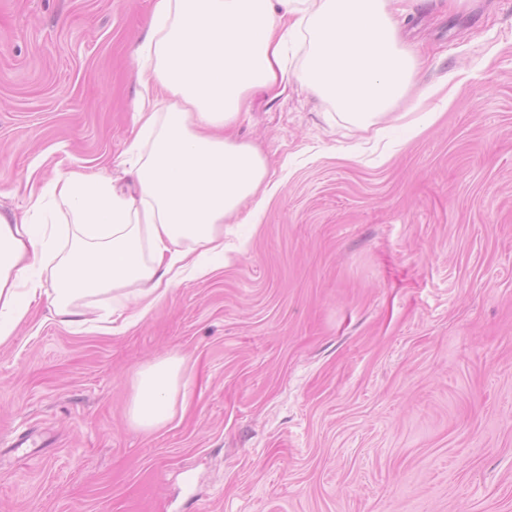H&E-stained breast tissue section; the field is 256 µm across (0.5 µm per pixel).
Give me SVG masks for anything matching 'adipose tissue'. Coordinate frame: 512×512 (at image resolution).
<instances>
[{
  "mask_svg": "<svg viewBox=\"0 0 512 512\" xmlns=\"http://www.w3.org/2000/svg\"><path fill=\"white\" fill-rule=\"evenodd\" d=\"M397 12L396 0H153L135 51L137 145L120 173L68 174L31 188L22 217L0 215V342L46 295L60 316H85L89 299L108 295L113 313L141 318L186 279L223 268L225 224L259 212L276 189L263 154L230 134L254 91L277 98L298 83L332 104L326 121L360 132L428 127L423 102L436 90L418 88ZM156 90L172 97L166 111ZM51 203L75 226L59 252L33 221ZM182 367L166 356L135 371L133 427L175 418Z\"/></svg>",
  "mask_w": 512,
  "mask_h": 512,
  "instance_id": "adipose-tissue-1",
  "label": "adipose tissue"
}]
</instances>
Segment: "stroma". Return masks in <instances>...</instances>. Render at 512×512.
<instances>
[{
    "label": "stroma",
    "mask_w": 512,
    "mask_h": 512,
    "mask_svg": "<svg viewBox=\"0 0 512 512\" xmlns=\"http://www.w3.org/2000/svg\"><path fill=\"white\" fill-rule=\"evenodd\" d=\"M402 7L428 128L256 95L236 134L276 191L228 265L117 332L41 304L0 343V512H512V0ZM151 12L0 0V214L124 159ZM167 355L185 413L144 432L131 377Z\"/></svg>",
    "instance_id": "1"
}]
</instances>
